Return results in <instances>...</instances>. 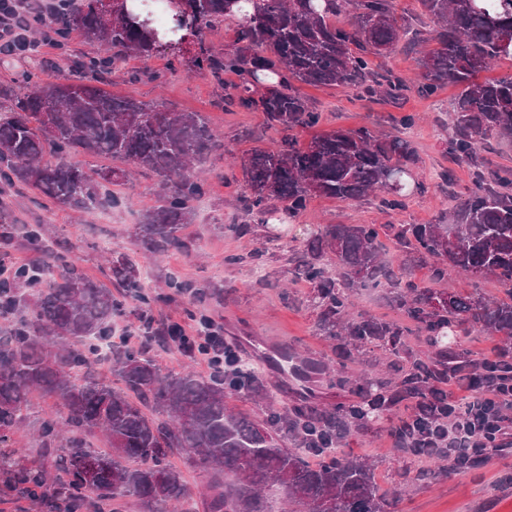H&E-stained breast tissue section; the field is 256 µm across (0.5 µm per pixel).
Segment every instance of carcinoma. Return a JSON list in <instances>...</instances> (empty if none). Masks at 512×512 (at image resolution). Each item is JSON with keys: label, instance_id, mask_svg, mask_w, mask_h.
Returning a JSON list of instances; mask_svg holds the SVG:
<instances>
[{"label": "carcinoma", "instance_id": "cac0c4a2", "mask_svg": "<svg viewBox=\"0 0 512 512\" xmlns=\"http://www.w3.org/2000/svg\"><path fill=\"white\" fill-rule=\"evenodd\" d=\"M419 3L434 19L435 47L420 56L415 85L371 69L370 56L390 53L407 33L397 0H177L172 14L195 16L199 36L218 20L237 22L233 47L215 52L202 45L184 66L215 77L235 72L238 81L224 100L262 112L282 134L279 148L254 149L239 160L248 210L263 224L298 216L315 196L349 201L384 189V212L401 208L407 197L405 179L416 164L409 141L359 127L298 142L297 130L320 122L301 85L341 86L381 99H396L413 86L427 96L445 85L460 88L448 154L471 162L474 172L459 207L433 224L384 225L400 246L402 265L429 264L428 283H416L381 258L380 229L372 224L310 225L300 264L314 284L318 331L339 342L342 355L353 361L371 346L395 353L416 330L435 356H412L406 368L391 363L392 380L365 378L360 401L344 409H291L256 380L251 389L267 408L258 419L230 409L228 399L240 391L224 377L162 373L158 346L180 342L167 324L157 323L143 348L112 354V371L123 388L89 376L79 381L75 373L94 365L96 342L123 302L138 304L148 316L151 296L127 262L107 267L118 291L113 294L78 270L67 243L44 246V225L30 224L25 237L39 251L38 275L20 272L0 282V317H19L0 331V447L25 421L32 394L53 404L37 430L38 458L26 460L22 449H14L23 463L9 470L10 483L0 493L23 496L48 487L52 512H126L129 498L143 512H272L274 497L289 512H388L397 506L379 492L372 462L337 450L341 438L353 427L379 421L402 398L422 397L435 383L452 382L464 366L479 382L495 374L468 357L465 338L487 333L512 340V168L486 167L477 157L483 140L512 136V78L480 79L495 62L512 58V0ZM338 13L346 14L339 26L331 22ZM56 23L61 32L76 31L108 54L75 60L80 82L58 71L0 114V184L34 188L63 210L117 207L121 199L101 189L124 171L99 172L73 157L121 159L160 177L159 205L143 214L140 249L193 253L195 242L182 236V228L207 188L193 167L221 147L218 131L200 112H169L160 103L114 97L100 87L103 75L118 69L127 54L149 59L181 45L180 28L173 21L157 24L153 0H113L109 16L99 0H86L59 13ZM15 231L12 213L0 207L4 248ZM327 256L336 260L334 276L324 266ZM453 273L492 275L506 298L438 288ZM384 284L396 290L405 321L350 316L359 289ZM167 288L168 300L203 302L191 284L174 277ZM96 430L106 435L108 448L87 442L85 435ZM290 440L303 453L289 448ZM174 453L210 475L202 500L169 463ZM87 457L106 461L94 485L84 476Z\"/></svg>", "mask_w": 512, "mask_h": 512}]
</instances>
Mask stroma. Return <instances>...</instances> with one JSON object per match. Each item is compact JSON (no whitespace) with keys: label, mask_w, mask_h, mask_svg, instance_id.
<instances>
[{"label":"stroma","mask_w":512,"mask_h":512,"mask_svg":"<svg viewBox=\"0 0 512 512\" xmlns=\"http://www.w3.org/2000/svg\"><path fill=\"white\" fill-rule=\"evenodd\" d=\"M97 53L96 44L75 33L46 58L0 59V107L9 108L29 82L48 79L54 68ZM135 71L141 72V80L129 82V73ZM235 80L231 73L219 81L205 70L185 71L178 59L167 55L143 59L130 54L104 84L117 96L161 102L177 112L206 113L222 132L221 150L206 162L208 190L196 206L193 222L182 230L195 241V254L172 252L153 259L139 250L136 232L142 213L160 194L157 178L144 170L111 185V192L122 199L120 206L102 207L89 216L46 210L44 198L31 188L6 191L0 199L8 202L17 224L50 225L58 237L74 244L78 266L95 279H102V265L109 256L133 263L153 296L166 293L167 278L173 273L198 288H223V301L212 303L207 313L223 321L226 338L244 356L260 362L271 391L291 405L349 406L357 401V392L331 386V376L324 371L309 391L296 392V380L281 371L273 354L275 347L287 342L314 363L336 357L334 342L314 330L313 288L300 275L295 241L311 224H428L447 215L471 181L469 166L448 156L451 103L457 89L448 85L430 97L411 90L383 102L356 97L354 91L337 86L303 87L321 116L319 130L365 126L410 140L418 157L414 175L425 182L427 191L407 197L404 208L389 212L380 210L375 196L356 201L315 197L303 213L280 225L260 223L245 208L241 172L232 159L255 148H278L281 135L269 128L263 113L225 103L224 89ZM407 113L416 116L413 126L400 122ZM446 171L451 180L443 179ZM256 247L264 250L262 262L246 260V253ZM389 428V423L379 422L368 433H351L345 449L374 461L381 492L400 495L401 512H512V454L492 456L476 468L453 471L432 483L420 481L413 457L392 448Z\"/></svg>","instance_id":"stroma-1"}]
</instances>
